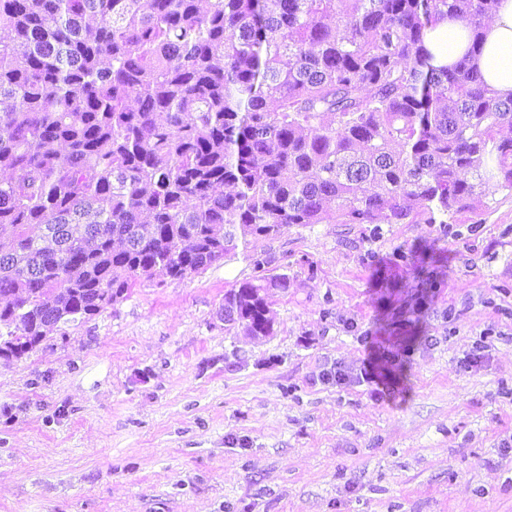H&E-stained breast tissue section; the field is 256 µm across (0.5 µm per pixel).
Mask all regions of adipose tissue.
I'll return each instance as SVG.
<instances>
[{
	"instance_id": "1",
	"label": "adipose tissue",
	"mask_w": 512,
	"mask_h": 512,
	"mask_svg": "<svg viewBox=\"0 0 512 512\" xmlns=\"http://www.w3.org/2000/svg\"><path fill=\"white\" fill-rule=\"evenodd\" d=\"M470 31L459 20L440 21L427 36V46L437 67H451L468 53ZM475 62L485 82L502 96L512 95V0H499L484 29V45Z\"/></svg>"
}]
</instances>
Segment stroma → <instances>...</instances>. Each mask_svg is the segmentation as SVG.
<instances>
[{
  "label": "stroma",
  "instance_id": "obj_1",
  "mask_svg": "<svg viewBox=\"0 0 512 512\" xmlns=\"http://www.w3.org/2000/svg\"><path fill=\"white\" fill-rule=\"evenodd\" d=\"M250 249L271 336L220 318L239 255L0 360V512H512V192Z\"/></svg>",
  "mask_w": 512,
  "mask_h": 512
}]
</instances>
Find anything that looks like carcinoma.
Returning <instances> with one entry per match:
<instances>
[{
	"label": "carcinoma",
	"mask_w": 512,
	"mask_h": 512,
	"mask_svg": "<svg viewBox=\"0 0 512 512\" xmlns=\"http://www.w3.org/2000/svg\"><path fill=\"white\" fill-rule=\"evenodd\" d=\"M498 0H0V359L308 224H445L512 192ZM444 16L469 55L437 68ZM224 325L270 336L269 255ZM475 62L488 85L503 97L512 93V0L499 1L484 29L483 50Z\"/></svg>",
	"instance_id": "1"
}]
</instances>
